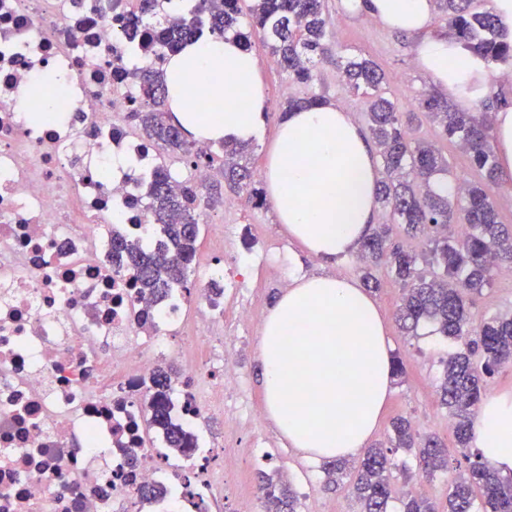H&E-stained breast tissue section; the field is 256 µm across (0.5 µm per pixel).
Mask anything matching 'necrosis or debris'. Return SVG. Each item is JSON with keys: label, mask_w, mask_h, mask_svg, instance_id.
Masks as SVG:
<instances>
[{"label": "necrosis or debris", "mask_w": 512, "mask_h": 512, "mask_svg": "<svg viewBox=\"0 0 512 512\" xmlns=\"http://www.w3.org/2000/svg\"><path fill=\"white\" fill-rule=\"evenodd\" d=\"M129 9L112 0H0V512H139L140 485L181 488L184 512H221L205 455L166 466L141 404L185 299L140 294L110 228L148 231L140 198L155 156L121 114ZM67 83L65 122L19 112L36 74ZM171 414L210 416L237 382L203 352L174 356Z\"/></svg>", "instance_id": "1"}]
</instances>
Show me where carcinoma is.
Masks as SVG:
<instances>
[{
  "label": "carcinoma",
  "mask_w": 512,
  "mask_h": 512,
  "mask_svg": "<svg viewBox=\"0 0 512 512\" xmlns=\"http://www.w3.org/2000/svg\"><path fill=\"white\" fill-rule=\"evenodd\" d=\"M441 18L462 47L488 66L512 60V43L499 33L493 9L475 6V0H436ZM155 0H141L134 23L144 31L149 49L167 57L209 32L212 36H236L246 48L259 34L269 45L277 65L294 82L303 85V97L288 99L290 110L323 102L313 91L319 64L329 59V18L325 0H194L192 9L171 21L152 22ZM341 80L369 99V130L379 148L386 179L377 189V202L393 224L405 225L406 235L424 236L419 249L410 251L389 240V226L378 225L360 244L363 280L378 289L371 268L387 265L402 283L403 295L396 319L406 331L416 333L430 321L448 338L466 339L464 350L448 356L440 396L453 422L457 447L472 446L471 419L485 390L483 376L512 363V314H493L478 325L470 322L468 295L479 294L503 270L512 268V229L499 221L498 212L484 184L457 183L442 195L432 188L440 175L448 174V158L435 144L410 137L420 122L416 112H402L387 97L385 74L371 59L350 55L336 59ZM126 76L138 92L139 108L131 113L143 135L169 157L192 168L211 166L212 151L184 140L180 128L165 120L168 89L163 69L148 59ZM420 108L438 129V136L457 144L473 166L489 182L497 180L498 164L490 142L491 114L448 106L432 94ZM224 182L229 189H245L255 204L265 202L261 181L243 162L246 145L223 143ZM171 169L156 164L146 191L151 224L160 238L158 247L112 232V255L126 257L139 288L150 298L163 300L175 288L190 292L188 273L200 236L197 210L199 186L182 182L172 189ZM483 357L477 368L472 357ZM171 373L160 368L152 378L148 426L164 433L168 447L184 452L195 436L173 422L168 400ZM401 448L418 451L422 477L453 472L442 509L413 490L403 493L402 512H512V474L504 476L477 453L453 459L433 437L414 435L403 417L391 423L389 446L368 449L353 482V492L363 512H388L393 499L390 481L392 456ZM258 490L263 512H300V497L290 482L261 472Z\"/></svg>",
  "instance_id": "1"
}]
</instances>
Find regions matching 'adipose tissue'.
Listing matches in <instances>:
<instances>
[{
    "label": "adipose tissue",
    "instance_id": "ef3b65f1",
    "mask_svg": "<svg viewBox=\"0 0 512 512\" xmlns=\"http://www.w3.org/2000/svg\"><path fill=\"white\" fill-rule=\"evenodd\" d=\"M412 37L435 92L471 108L493 96L485 62L435 31L434 0H344ZM208 73L199 84L200 73ZM176 122L201 143L261 136L268 100L259 60L235 37H211L169 55L164 70ZM278 223L308 255L331 261L354 252L377 217V161L350 114L336 102L282 119L265 164ZM267 416L305 457L357 455L373 437L391 391L387 326L357 280L336 274L294 278L259 328ZM474 442L499 472H512V393L485 398Z\"/></svg>",
    "mask_w": 512,
    "mask_h": 512
}]
</instances>
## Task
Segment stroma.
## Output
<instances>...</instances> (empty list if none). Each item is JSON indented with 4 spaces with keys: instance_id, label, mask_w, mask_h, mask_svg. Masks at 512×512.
Here are the masks:
<instances>
[{
    "instance_id": "35a3bbf8",
    "label": "stroma",
    "mask_w": 512,
    "mask_h": 512,
    "mask_svg": "<svg viewBox=\"0 0 512 512\" xmlns=\"http://www.w3.org/2000/svg\"><path fill=\"white\" fill-rule=\"evenodd\" d=\"M327 6L333 32V57L318 67L316 92L323 95L325 100L339 103L360 128H367L366 100L342 84L335 63L339 56L364 55L373 59L384 71L391 99L401 109L418 111L421 99L431 94L432 88L421 74L412 40L368 15L346 10L342 0H328ZM252 50L260 61L259 75L269 101L263 133L248 145V162L256 172L261 173L265 170L268 150L274 142L281 114L289 98L303 96L305 89L292 83L271 63L269 52L260 37H253ZM221 193V204L199 211L202 232L195 270L188 281L191 291L205 286L209 268H223L226 244H235L243 251L262 245L276 249L269 264L252 269L246 287L225 290L224 314L211 319L209 323V335L220 336L232 330L237 333L236 364L242 381L225 400V407L233 409L243 405L261 414L255 424L241 433L233 448L236 459L229 464L225 463L222 451L225 431L223 415H211L199 430L213 468L224 474V512H235L241 499L251 500L254 512H261L255 480L257 472L261 470L281 472L284 479L290 480L294 488L302 492L301 512H361L360 503L347 489L341 487L333 492L324 490L322 463L310 461L296 449L290 448L287 439L263 413L257 326L282 292L283 282L291 281L300 272H317L319 266L289 239L277 222L272 207H254L246 194L226 187L222 188ZM228 224L233 227V237L227 241L222 231ZM377 275L381 288L375 292L374 298L387 320L392 352L403 358L407 375L402 380L394 379L383 418L372 440L376 443L385 441L392 419L401 415L408 418L420 434L435 435L446 445H453L454 438L448 427V410L440 402L439 384L444 375V361L454 347L445 338L431 334L425 325L419 327L417 335L403 334L395 320L401 286L386 269H379ZM242 306L251 307L254 322L253 327L244 331L236 328V312Z\"/></svg>"
}]
</instances>
